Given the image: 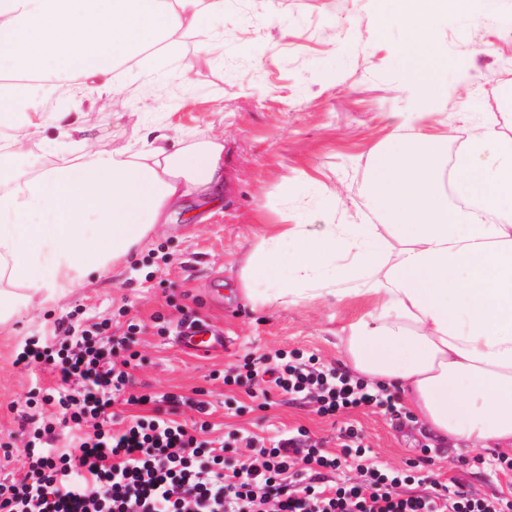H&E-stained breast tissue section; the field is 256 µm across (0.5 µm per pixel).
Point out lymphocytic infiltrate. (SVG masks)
I'll use <instances>...</instances> for the list:
<instances>
[{
  "instance_id": "lymphocytic-infiltrate-1",
  "label": "lymphocytic infiltrate",
  "mask_w": 512,
  "mask_h": 512,
  "mask_svg": "<svg viewBox=\"0 0 512 512\" xmlns=\"http://www.w3.org/2000/svg\"><path fill=\"white\" fill-rule=\"evenodd\" d=\"M111 328L107 319L89 329L70 324L71 340L57 353L29 343L18 355V362L57 373L58 387L41 402L72 423L78 451L54 446L52 424L28 416L23 471L0 479V512H512L507 497L401 495L406 474L367 463L352 433L330 453L299 428L240 462L164 415H137L116 426L114 405H142L151 397L129 394L130 362L117 358ZM272 383L281 393L314 401L324 415L395 407L392 394L312 361L281 360ZM348 463L360 482L323 485V471Z\"/></svg>"
}]
</instances>
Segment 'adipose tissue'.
<instances>
[{"label": "adipose tissue", "instance_id": "ef3b65f1", "mask_svg": "<svg viewBox=\"0 0 512 512\" xmlns=\"http://www.w3.org/2000/svg\"><path fill=\"white\" fill-rule=\"evenodd\" d=\"M224 0H0V324L129 263L170 210L212 196L224 141L146 125L94 149L83 112L46 108L36 80L80 103L120 96L158 44L211 28ZM370 153L364 196L382 224L267 225L239 286L253 306L366 305L343 362L395 390L454 449H512V136L468 127L455 159L423 125L430 91Z\"/></svg>", "mask_w": 512, "mask_h": 512}]
</instances>
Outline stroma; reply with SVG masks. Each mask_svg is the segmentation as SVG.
I'll use <instances>...</instances> for the list:
<instances>
[{"label": "stroma", "instance_id": "1", "mask_svg": "<svg viewBox=\"0 0 512 512\" xmlns=\"http://www.w3.org/2000/svg\"><path fill=\"white\" fill-rule=\"evenodd\" d=\"M505 18L512 20V0H478L472 13L449 10L420 49L393 0H230L223 44L202 49L198 35L189 34L176 55L147 58L158 81L147 86L130 75L124 115H115L110 95L92 94L83 109L98 149L127 148L151 119L201 130L223 138L234 188L216 193L212 204L188 200L129 265L0 327V440L12 445L10 472H21L27 399L57 384L47 370L17 365V354L25 344L53 338L59 320L108 319L118 339L129 324L137 326L133 393L202 395L212 421L239 432L236 455L246 454L245 437L276 438L298 427L332 451L351 428L370 462L411 472L402 494H428L440 485L452 493L512 496L502 453H455L406 409L323 416L307 401L273 391L263 402L224 383L229 367L279 350L339 369L338 337L358 306L332 299L251 306L237 288L241 256L261 224L278 223L285 212L301 223L331 212L340 224L381 223L364 204L369 155L410 110L414 69L434 77L432 109L448 117L449 142L464 132L458 112L474 121L494 112L502 129L512 128L500 94L512 81V29L500 27ZM464 72L470 81L461 80ZM187 313L222 330L224 347L195 352L178 345L174 337Z\"/></svg>", "mask_w": 512, "mask_h": 512}]
</instances>
